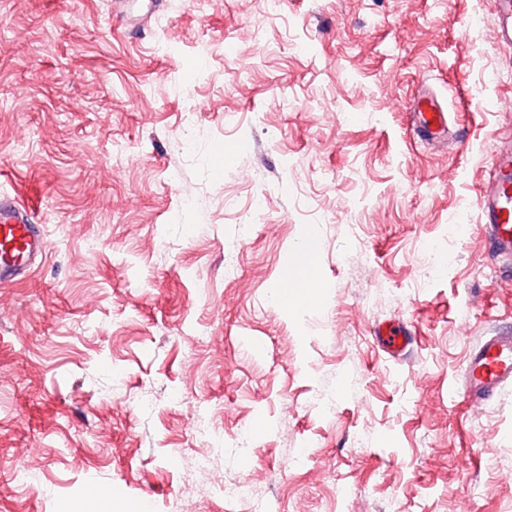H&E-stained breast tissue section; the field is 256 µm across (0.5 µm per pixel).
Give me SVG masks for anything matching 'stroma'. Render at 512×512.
<instances>
[{"label":"stroma","instance_id":"stroma-1","mask_svg":"<svg viewBox=\"0 0 512 512\" xmlns=\"http://www.w3.org/2000/svg\"><path fill=\"white\" fill-rule=\"evenodd\" d=\"M112 2L0 0V190L51 242L0 285V512H253L201 457L271 512H512V386L449 398L512 326L475 208L512 127L492 0ZM309 232L300 317L272 295ZM407 112H414L418 118L421 142L440 141L448 135V114L439 100L429 92L419 93L406 105ZM305 242L308 245V249L305 254L298 253L289 277L290 288L294 285H297L298 288H293L294 290L289 294V298L283 301L285 306H289L293 310L298 305H305L304 313L315 308L319 302V287L314 280V272L319 254V242L314 233H309ZM218 493L229 505L251 501L255 494L252 485L245 479L224 481V485L218 487Z\"/></svg>","mask_w":512,"mask_h":512}]
</instances>
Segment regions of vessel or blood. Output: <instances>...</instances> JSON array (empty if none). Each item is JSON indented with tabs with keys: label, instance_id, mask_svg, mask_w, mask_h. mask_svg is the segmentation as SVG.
I'll return each instance as SVG.
<instances>
[{
	"label": "vessel or blood",
	"instance_id": "vessel-or-blood-1",
	"mask_svg": "<svg viewBox=\"0 0 512 512\" xmlns=\"http://www.w3.org/2000/svg\"><path fill=\"white\" fill-rule=\"evenodd\" d=\"M496 38L512 44V0H493ZM416 113L418 137L431 143L448 134V114L432 94L423 92L409 101ZM480 222L491 253L512 257V135L491 157L489 177L476 198ZM32 205L14 194L0 191V284L12 283L46 254L49 241L33 221ZM512 385V333L489 336L471 347L464 374L450 390L451 400H489Z\"/></svg>",
	"mask_w": 512,
	"mask_h": 512
}]
</instances>
